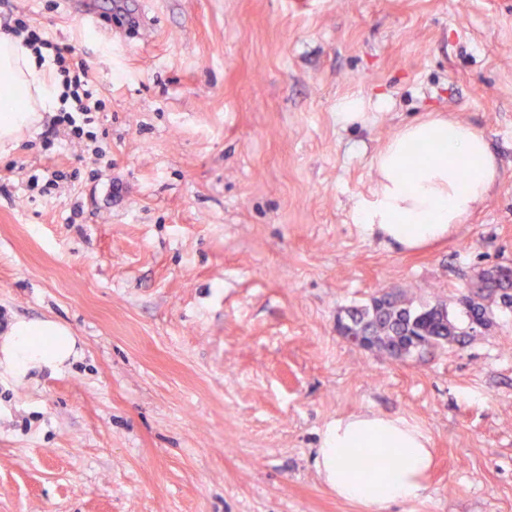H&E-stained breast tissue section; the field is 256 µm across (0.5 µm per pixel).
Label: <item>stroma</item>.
<instances>
[{"label":"stroma","instance_id":"obj_1","mask_svg":"<svg viewBox=\"0 0 512 512\" xmlns=\"http://www.w3.org/2000/svg\"><path fill=\"white\" fill-rule=\"evenodd\" d=\"M12 0L91 61L103 162L0 142V337L67 327L76 354L0 365V512H371L315 467L331 421L426 433L427 494L387 512H512V310L397 359L336 332L380 289L459 299L512 267V0ZM144 13L145 34L111 30ZM358 96L367 119L342 127ZM430 112L488 138L500 177L448 240L355 223L372 159ZM67 180L46 195L37 169ZM365 104L358 97H351L341 101L336 110V122L347 124L366 117Z\"/></svg>","mask_w":512,"mask_h":512}]
</instances>
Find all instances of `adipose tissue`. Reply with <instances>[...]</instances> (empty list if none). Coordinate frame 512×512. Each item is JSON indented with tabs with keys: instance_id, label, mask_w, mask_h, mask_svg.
<instances>
[{
	"instance_id": "obj_1",
	"label": "adipose tissue",
	"mask_w": 512,
	"mask_h": 512,
	"mask_svg": "<svg viewBox=\"0 0 512 512\" xmlns=\"http://www.w3.org/2000/svg\"><path fill=\"white\" fill-rule=\"evenodd\" d=\"M61 89L21 39L0 35V141L7 142L39 113L58 108ZM431 147L442 165L414 162V152ZM467 174L455 176L452 162ZM375 188L355 218L365 230L407 250L451 237L464 218L482 206L499 177L486 136L468 123L440 115L406 123L373 160ZM69 330L52 321L13 324L0 358L16 374L53 369L74 353ZM317 467L337 497L385 512L393 503L424 496L432 463L428 437L404 419L354 414L330 423L322 436Z\"/></svg>"
}]
</instances>
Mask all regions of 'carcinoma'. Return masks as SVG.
I'll list each match as a JSON object with an SVG mask.
<instances>
[{"mask_svg":"<svg viewBox=\"0 0 512 512\" xmlns=\"http://www.w3.org/2000/svg\"><path fill=\"white\" fill-rule=\"evenodd\" d=\"M481 307L495 303L512 308V276L502 272L479 276ZM347 327L371 334L372 343L394 358L410 356L444 344L464 343L473 329L469 312L462 324L435 303L413 304L393 292H375L369 301L346 309Z\"/></svg>","mask_w":512,"mask_h":512,"instance_id":"carcinoma-1","label":"carcinoma"}]
</instances>
